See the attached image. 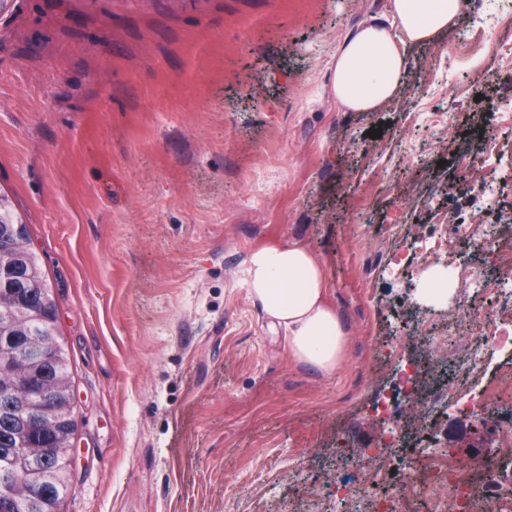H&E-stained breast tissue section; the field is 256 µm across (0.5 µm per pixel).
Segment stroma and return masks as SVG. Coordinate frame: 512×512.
<instances>
[{
  "label": "stroma",
  "mask_w": 512,
  "mask_h": 512,
  "mask_svg": "<svg viewBox=\"0 0 512 512\" xmlns=\"http://www.w3.org/2000/svg\"><path fill=\"white\" fill-rule=\"evenodd\" d=\"M388 0H0V194L25 224L57 306L76 431L63 512H297L298 467L373 447L380 352L469 305L401 269L407 239L447 211L489 280L488 226L512 227V179L479 164L512 147V0L468 9L408 48L394 103L348 112L332 92L340 44L387 19ZM378 138H370L372 130ZM476 162L458 163L460 149ZM501 196L475 209L480 181ZM299 243L326 271L348 335L342 365L296 363L244 283L250 251ZM440 449L490 442L449 411Z\"/></svg>",
  "instance_id": "1"
}]
</instances>
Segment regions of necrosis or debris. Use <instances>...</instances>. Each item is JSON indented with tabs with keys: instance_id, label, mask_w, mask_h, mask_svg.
<instances>
[{
	"instance_id": "4bbe7bcc",
	"label": "necrosis or debris",
	"mask_w": 512,
	"mask_h": 512,
	"mask_svg": "<svg viewBox=\"0 0 512 512\" xmlns=\"http://www.w3.org/2000/svg\"><path fill=\"white\" fill-rule=\"evenodd\" d=\"M473 234L471 225L451 220L447 230L414 237L404 259L405 264L451 254L450 285L468 289L472 295L497 298L492 313L482 315L469 308L457 307L447 317L448 330L465 325L472 338L450 354L455 363L457 382L439 389H423L427 364L406 365L404 373L405 403L383 400L380 413L386 427L375 447L366 449V466L353 477L337 476L335 489L326 500H310L308 512H322L323 502H330L336 512H408L407 495L396 493V486L410 482V463L423 459L421 484L427 488L432 512H512V488L500 484L493 472L485 471L484 462L469 463L437 453L431 429L419 431L414 441H407L397 431L403 404L419 408L429 421H436L448 406L462 411L481 409L482 427L495 437V455L512 458V415L500 412L503 400H512V344L501 331L512 326V241L498 239L491 255L503 275L497 284H489L481 271L456 259V246L463 237ZM496 345L495 364H488L486 348ZM484 470L487 490L482 499L472 492L473 474Z\"/></svg>"
}]
</instances>
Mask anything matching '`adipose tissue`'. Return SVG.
Returning <instances> with one entry per match:
<instances>
[{"label":"adipose tissue","instance_id":"ef3b65f1","mask_svg":"<svg viewBox=\"0 0 512 512\" xmlns=\"http://www.w3.org/2000/svg\"><path fill=\"white\" fill-rule=\"evenodd\" d=\"M468 0H389L390 23L371 22L347 37L336 54L333 93L350 112H376L391 103L408 70L405 45L426 44L455 27ZM245 285L288 336L300 364L331 373L344 360L346 331L327 297L325 270L303 245L254 248Z\"/></svg>","mask_w":512,"mask_h":512}]
</instances>
